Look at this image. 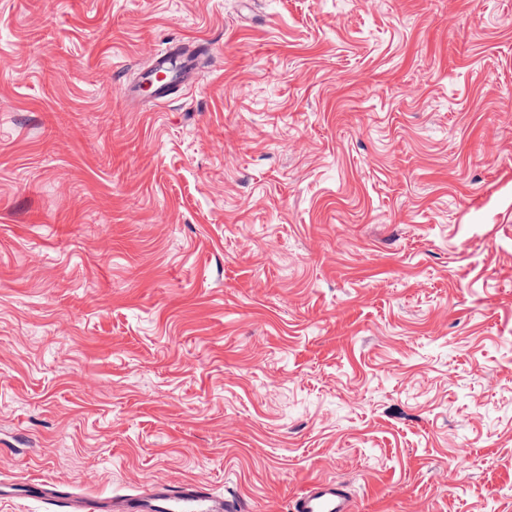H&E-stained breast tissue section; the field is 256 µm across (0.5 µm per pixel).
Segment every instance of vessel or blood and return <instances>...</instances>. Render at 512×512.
Segmentation results:
<instances>
[{"label": "vessel or blood", "mask_w": 512, "mask_h": 512, "mask_svg": "<svg viewBox=\"0 0 512 512\" xmlns=\"http://www.w3.org/2000/svg\"><path fill=\"white\" fill-rule=\"evenodd\" d=\"M212 53L210 43L202 42L188 49L180 43L167 46L151 64L141 70L135 83L126 85L122 96L131 108L160 106L173 97L186 95L198 82L202 59ZM32 496L51 502L54 512H237L238 503L209 491L195 483L178 485L154 484L135 495H119L104 507L90 499L50 489L42 481L25 485ZM288 512H356L353 499L339 484L315 480L297 493Z\"/></svg>", "instance_id": "b4317fda"}]
</instances>
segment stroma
<instances>
[{
  "label": "stroma",
  "mask_w": 512,
  "mask_h": 512,
  "mask_svg": "<svg viewBox=\"0 0 512 512\" xmlns=\"http://www.w3.org/2000/svg\"><path fill=\"white\" fill-rule=\"evenodd\" d=\"M198 86L127 108L179 40ZM512 512V0H0V480ZM289 512H355L348 492L329 480H315L297 493L289 504Z\"/></svg>",
  "instance_id": "1"
}]
</instances>
